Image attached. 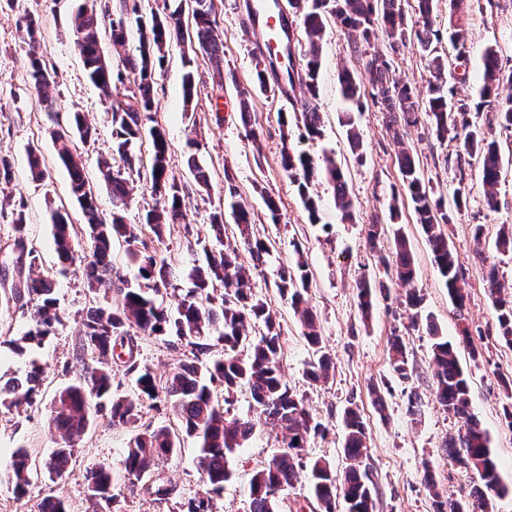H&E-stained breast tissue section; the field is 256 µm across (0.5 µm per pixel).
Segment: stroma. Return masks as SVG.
<instances>
[{"mask_svg":"<svg viewBox=\"0 0 512 512\" xmlns=\"http://www.w3.org/2000/svg\"><path fill=\"white\" fill-rule=\"evenodd\" d=\"M247 0H214L218 32L224 40V67L234 71L237 84L218 86L214 69L205 56H197L192 99H184V47L171 45L162 63L153 123L165 134L169 145L168 173L183 189L184 224H179L156 240L144 233L149 246L157 247L175 268V287L188 288L195 259L214 241L210 218L224 208V176L232 174L242 199L251 211L259 232L272 241L271 253L262 273L254 279V291L268 302L283 332L282 366L288 385L306 408L323 423L325 432L312 438L307 453L329 461L336 470L347 464L343 449L342 415L348 404H357L367 428L369 453L365 461L375 482L374 512H436V494L448 499L467 496L477 475L447 457L444 443L456 436L460 421L435 398L433 379V339L425 330L409 325L405 288L392 287L388 296L377 298L369 316L358 309L355 282L360 278L379 279L380 257L390 256L389 243L377 248L366 243L369 225H396L408 239L416 266L413 283L422 297L440 335L457 344L460 364L470 386V410L487 430L490 449L499 476L508 493L493 500V512H512V427L503 417L507 403L502 376H512V346L501 340L497 311L485 289L488 264H496L499 278L512 287V252H500L495 240L502 226H512V164L505 165L498 186L499 206L489 210L484 203V185L479 164L467 167L471 188L467 202L454 212L445 231L457 253L464 277L461 282L468 299L464 309H456L433 262L431 250L407 197L392 201L391 191L399 186L396 147L382 110L366 105L356 113L365 159L356 161L350 152L345 131L337 121L346 104L341 97L338 71L342 66L361 69L368 57L389 55L393 78L426 90L430 73L418 51L390 54L386 39L379 38L352 50L347 36L336 23L326 27L322 42V65L315 104L322 116L323 134L315 141H298V148L314 158H335L341 164L355 201L352 221H341L331 186L318 179L310 187L318 199L321 221L309 223L297 187L284 175L280 165L284 106L279 97L252 93L251 111L258 141H251L240 118L237 85H250L255 65L267 46L259 26L249 22ZM75 0H0V156L12 162L9 177L0 176V271L9 285L19 286L29 275L28 266L16 264L8 246L14 239L12 215L23 212L27 227L25 241L40 255L42 266L54 272L59 321L51 336L38 348L19 355L10 340L27 328L25 308L12 301L0 304V379L24 376L31 364L43 370L42 391L33 405L19 409L0 407V512H33L43 498H63L71 512H91L84 483L85 471L104 464L119 468L131 436L130 431L112 427L105 418H95L84 439L75 448L70 475L50 480L44 470L30 478L24 497H16L8 456L13 449H29L37 462H44L56 447L57 434L50 423V403L55 392L77 383L84 367L76 348L81 322L88 307L104 304L102 294L92 292L77 266L59 271L49 214L65 207L74 227L78 255L87 253V226L77 202L68 192L69 176L56 159L50 131L55 115L41 111L29 77L28 47L18 20L26 14L39 16L44 59L53 82L50 93L57 113L79 112L96 129L95 136L78 142L85 173L93 186L97 207L104 217L112 215V197L97 167L99 159L112 155L113 100L101 96L85 75L82 57L74 43L72 15ZM468 64L466 81H459L456 60L448 62V84L456 98L468 103L466 123L480 122L473 94L482 80V54L494 46L503 70H512V0H468L460 20ZM420 168L435 195L451 200L457 174L458 141L438 143L427 123L408 131ZM41 153L49 170L45 180H31L27 169L29 151ZM197 156L209 177L208 187H200L189 169V156ZM279 206L278 220H271L266 198ZM398 203L399 216L391 218L390 205ZM482 225L481 243H474L475 225ZM305 261L310 273L306 296L316 314L324 346L334 359L328 379L313 382L307 376L313 351L302 336L297 316L280 297L275 286L280 266ZM399 330L407 348L412 376L395 377L389 365V337ZM470 334L471 347L461 346L463 334ZM133 358L150 366L158 379H167L172 369L191 359V349L177 338L132 336ZM477 358H470V350ZM381 384L382 403H375L369 388ZM421 399L418 416L407 412L408 396ZM276 434L270 428L257 429L244 448L230 459L234 472L222 495L214 497L213 512H248V484L253 471L276 448ZM193 443L181 452L160 459L157 474L172 488L169 499L160 500L144 490L120 488L111 512H178L177 505L202 494L205 486L196 465ZM434 468L437 490L423 480L424 465Z\"/></svg>","mask_w":512,"mask_h":512,"instance_id":"1","label":"stroma"}]
</instances>
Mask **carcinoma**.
I'll list each match as a JSON object with an SVG mask.
<instances>
[{
    "mask_svg": "<svg viewBox=\"0 0 512 512\" xmlns=\"http://www.w3.org/2000/svg\"><path fill=\"white\" fill-rule=\"evenodd\" d=\"M415 2L412 23L402 13L398 0H288V14L283 19H288L290 14L299 19L306 37L299 77L307 97L299 111L301 136L305 140H315L322 135L321 116L312 100L316 98L322 63L321 42L328 19L336 20L354 48L382 35L391 53L414 49L426 59L431 79L424 98L411 85L390 78V62L385 56L369 58L360 72L342 69L338 82L351 109L338 114V122L346 130L352 153L361 162L363 142L353 111H361L370 100L388 115V128L393 131L398 146L397 164L402 186L412 202L416 222L427 238L448 295L461 310L467 298L460 286L463 270L443 229L452 221L451 212L443 199L432 196L430 183L422 177L414 154L404 141V133L423 119L436 140H454L458 138L457 115L467 111V104L455 101L452 90L447 88L448 57L439 49L441 39L434 30L433 15L438 0ZM464 3L465 0H448L449 41L457 51L458 60L466 59L465 42L456 19ZM188 9L192 11L189 27L183 21ZM129 21L126 0H119L109 21L114 47L125 46ZM135 24L141 32L140 46L137 55L124 58L123 73L114 71L109 59L100 51L101 23L94 0H83L74 16L72 30L86 76L102 95L112 96V90L127 80L134 84L129 102L112 110L113 151L130 167L137 159L136 149L144 136H149L152 153L145 179L156 206L146 215L145 224L159 237L162 226L184 223L182 188L168 174V143L158 127L147 126L164 49L173 43H186L190 49L197 48L215 61L218 86H223L226 80L235 86L237 80L233 72L223 71L224 42L216 33L213 0H179L178 6L169 13L136 15ZM23 25L28 38L29 76L37 94L36 102L43 111L54 112L56 102L48 93L52 76L39 53V20L26 15ZM194 63L195 58L185 57L183 90L188 99L195 87ZM274 82H279V76L273 61L265 58L256 65L254 89L274 94ZM505 82L512 84V71L504 73L497 50L486 47L479 105L488 110L483 124L465 131L462 149L456 153L459 178L452 190V199L457 208L469 194L465 168L473 159L481 166L485 205L491 210L498 207L497 186L504 164L492 131L497 126L512 129V94L505 98L499 95V88ZM281 123V166L288 179L296 184L309 222H321L318 200L309 193V185L320 176L332 184L336 210L341 217L352 219L353 200L342 167L329 156L319 163L309 153L295 151L288 145L291 133L288 116L284 113ZM74 128L84 140L96 134V129L89 126L80 113L74 112L65 129L51 131V138L57 160L69 173L71 195L89 224L91 259L83 267L84 278L88 288L112 293V305L87 309L78 349L91 354L92 363L86 364L78 383L58 391L51 401L50 417L59 442L44 463L49 477L54 480L65 476L73 450L86 435L93 414L104 410L112 427L134 428L136 432L127 442L120 471L106 466H94L86 471L88 496L96 504V512H107L106 506L114 502L112 490L118 479L127 480L132 487L138 486V481L155 473L156 462L161 457L180 452L187 439L196 445L197 464L206 491L180 503V510L212 512L213 496L223 493L224 485L234 476L229 458L247 444L257 427L249 417L229 415L233 394L243 387L249 390L264 424L278 429L282 436L281 445L251 476L250 512H279L283 494L303 479L309 484L320 512H336L338 499L343 501L344 512H374V483L369 470L362 467L368 454L366 428L357 409L349 406L343 413V448L349 465L342 476H337L336 468L326 460H307L296 453V449L307 447L310 437L322 433L324 425L309 414L303 400L283 380L280 324L268 304L253 291V278L264 265L270 247L250 231L252 216L239 200L240 193L233 178L224 175V202L230 205L239 239L232 243L224 240V213L213 214L211 223L216 247L204 250V260L193 267L194 289L176 297L170 306L158 299L160 288L170 285L174 278V270L166 259L150 253L136 255L137 276L133 280L113 262V239L120 237L127 243L138 239L140 225L125 223L123 216L132 188L121 169L112 167L106 160L99 162L112 196V219L108 222L99 215L95 191L85 176L82 156L71 135ZM52 221L59 259L63 262L74 259L68 215L56 209ZM392 240L395 259L391 263L380 259L384 276L410 284L416 270L406 238L397 228L393 230ZM241 247L252 260L248 268L238 262ZM308 280L307 264L299 260L293 266L281 268L276 288L281 296L290 300L299 315L303 336L316 356L308 375L317 381L327 378L332 359L322 350L316 315L304 299ZM486 285L497 310L499 336L512 345V296L506 293V286L499 280L494 266L487 272ZM357 289L360 307L367 312L373 307L376 296L386 292L387 285L383 280L373 284L363 280ZM24 295L31 303L28 327L23 336L10 340L19 355L41 346L58 322L52 274L31 273L24 283ZM405 304L412 310L411 326L424 328L434 338L436 399L462 420L458 438L447 441L444 448L448 449V457L474 471L481 482L464 501H438V512H489L491 497L504 496L506 489L491 456L487 431L469 410L467 376L456 349L439 335L433 317L421 313V296L411 289L406 294ZM131 329L156 339L176 336L186 341L193 351V360L175 367L163 385L148 366L131 364L138 391L134 400L116 395L112 382V358L124 346ZM214 337L224 342V355L217 359L209 357ZM390 366L398 379L410 378L406 346L396 330L391 337ZM42 382V371L35 368L23 379L13 378L0 384V406L10 409L35 403ZM160 398L168 409V422L137 430L145 402L155 403ZM8 466L14 492L21 496L32 472L28 450L15 449ZM35 512H69V506L61 498L48 496L37 504Z\"/></svg>",
    "mask_w": 512,
    "mask_h": 512,
    "instance_id": "1",
    "label": "carcinoma"
}]
</instances>
